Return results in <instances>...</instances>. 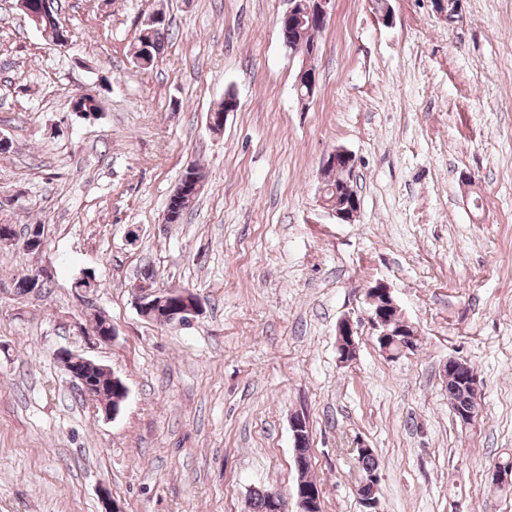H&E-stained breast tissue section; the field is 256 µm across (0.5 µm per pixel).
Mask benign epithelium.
Instances as JSON below:
<instances>
[{"label":"benign epithelium","instance_id":"7a95c632","mask_svg":"<svg viewBox=\"0 0 512 512\" xmlns=\"http://www.w3.org/2000/svg\"><path fill=\"white\" fill-rule=\"evenodd\" d=\"M55 0H40L36 9L29 11L31 21L38 30H43V23L53 18L55 13ZM456 8L452 12L446 11L447 0H436L435 12L440 19L449 25L458 22L462 15V0H453ZM335 0H288V9L284 18L288 20V48L292 49V56L299 58L298 74L296 75L294 90L299 103L305 105L310 96L302 93L304 86L317 85L316 67L314 60L318 56L317 46H306L296 42L294 34L305 24L327 25L330 19ZM357 167L356 156L350 151L338 148L332 151L323 161L322 169H336L342 172L341 181L335 186L322 187L321 202L324 208L341 224H352L360 211V198L355 189V171ZM136 304L140 315L151 321H158L160 310L167 307L171 299L180 302V315L184 321L192 323L201 314L202 304L199 297L188 290H171L155 288L150 284L141 282L135 287ZM369 301L372 306L370 323L376 331L381 352L388 358H395L407 351L417 348L420 340L418 333L403 321H395L389 313L398 311V307L391 295V289L383 282L371 288ZM100 325L105 331L92 327L78 326L79 332L88 337L95 344H110L116 336L112 321L102 316ZM354 322L350 319L342 320L336 329V336L340 339L342 354L340 362L348 363L356 355L354 340ZM57 360L64 373L73 385L84 393L85 400L91 402L105 417H116L120 408L114 407L96 393L88 372L94 371L108 377L118 387V394L127 396L128 389L122 379L109 367L99 364L79 351L61 348L55 352ZM379 476L374 475L364 480L359 486L358 499L362 512H379V501L375 497Z\"/></svg>","mask_w":512,"mask_h":512}]
</instances>
